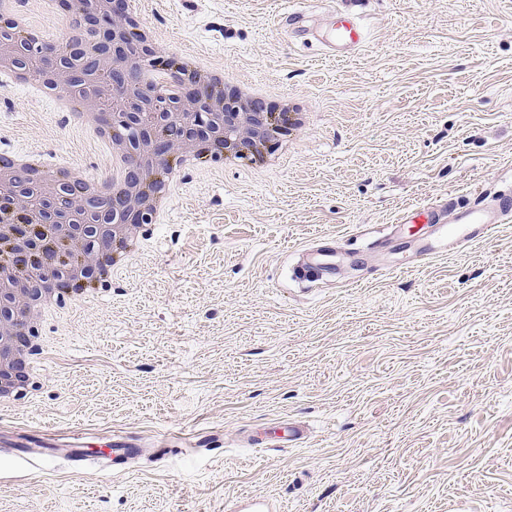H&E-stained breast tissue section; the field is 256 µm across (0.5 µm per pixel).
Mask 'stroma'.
I'll return each mask as SVG.
<instances>
[{
    "mask_svg": "<svg viewBox=\"0 0 512 512\" xmlns=\"http://www.w3.org/2000/svg\"><path fill=\"white\" fill-rule=\"evenodd\" d=\"M357 11L346 61L278 28L282 0H141L212 65L312 102L283 168L190 172L110 290L44 323L39 385L0 412V512H512V221L402 275L366 252L402 206L512 188V0H308ZM106 161L100 143L20 86L0 88V145ZM365 251L355 286L294 280L317 241ZM306 422L298 448L247 432ZM107 449L120 469H39L42 432ZM64 456L75 466L80 467L89 460H112V464H121L139 453L138 444L130 436L116 437L112 441V448L108 454L93 452L90 448H79L78 444L67 445Z\"/></svg>",
    "mask_w": 512,
    "mask_h": 512,
    "instance_id": "1",
    "label": "stroma"
}]
</instances>
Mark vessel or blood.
<instances>
[{
  "label": "vessel or blood",
  "instance_id": "b4317fda",
  "mask_svg": "<svg viewBox=\"0 0 512 512\" xmlns=\"http://www.w3.org/2000/svg\"><path fill=\"white\" fill-rule=\"evenodd\" d=\"M296 38L319 44L326 56L345 59L352 56L366 42L367 31L356 12L345 9L338 12L335 22L325 30L313 27L304 9L291 8L279 18ZM512 219V192H471L465 199L449 197L436 203L415 204L401 209L387 233L376 239L377 247L391 246L407 239L410 254L406 261L391 265L390 270L400 273L426 265L435 258L450 256L463 247L486 241L498 224ZM308 261L301 274L318 280H331L336 276L337 255L332 246L308 248ZM308 429L297 421L286 422L284 434L275 437L262 432L250 438V444L262 448L276 443L289 447L301 445ZM139 452L134 438H114L108 454L109 460L121 464Z\"/></svg>",
  "mask_w": 512,
  "mask_h": 512
}]
</instances>
